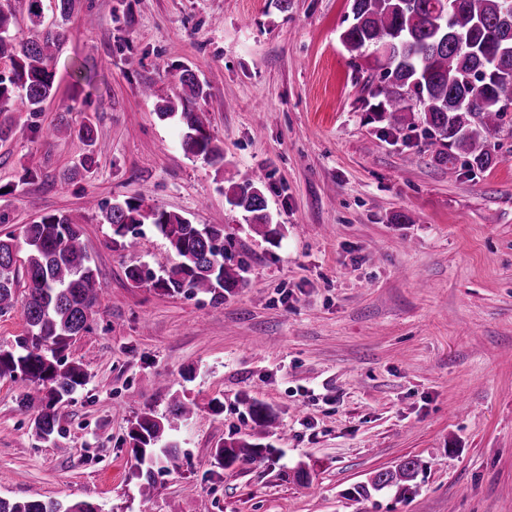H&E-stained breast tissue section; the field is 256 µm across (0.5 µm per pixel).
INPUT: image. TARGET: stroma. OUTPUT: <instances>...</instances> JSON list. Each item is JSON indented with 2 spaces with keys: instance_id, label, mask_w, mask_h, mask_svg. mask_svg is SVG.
Listing matches in <instances>:
<instances>
[{
  "instance_id": "obj_1",
  "label": "stroma",
  "mask_w": 512,
  "mask_h": 512,
  "mask_svg": "<svg viewBox=\"0 0 512 512\" xmlns=\"http://www.w3.org/2000/svg\"><path fill=\"white\" fill-rule=\"evenodd\" d=\"M351 0H77L56 56V94L12 113L0 143V234L42 215L81 223L102 291L64 355L87 375L39 439L29 382L0 379V496L87 501L98 512H512V139L484 171L438 164L382 136L340 41ZM192 69L217 168L177 147L144 88ZM92 121L93 170L58 118ZM261 176L277 244L225 199ZM144 196L195 224L223 226L246 268L233 295H167L125 277L174 258L151 225L112 242L99 208ZM408 223H398V215ZM179 458L149 496L129 431L173 398ZM264 404L273 423L251 419ZM273 456L223 469L228 437ZM409 456L406 495L354 486ZM306 468L312 480L296 478Z\"/></svg>"
}]
</instances>
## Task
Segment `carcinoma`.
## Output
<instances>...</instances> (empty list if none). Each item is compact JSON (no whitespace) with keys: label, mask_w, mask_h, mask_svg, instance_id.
<instances>
[{"label":"carcinoma","mask_w":512,"mask_h":512,"mask_svg":"<svg viewBox=\"0 0 512 512\" xmlns=\"http://www.w3.org/2000/svg\"><path fill=\"white\" fill-rule=\"evenodd\" d=\"M13 0H0V61L8 72L0 74V115L23 105L39 112L54 96V63L64 38L62 24L69 21L76 0H53L61 22L35 38H22L13 31ZM352 23L342 32L348 51L361 58L373 56L375 78L370 95L377 119L389 129L420 130L422 145L440 165L455 164L450 153L456 148L466 155L470 168L485 170L496 164L501 144L489 138L501 133L512 111V32L503 28L501 17L512 12V0H352ZM488 76L477 78L480 69ZM182 93L158 94L162 119L180 115L179 145L191 158L212 166L224 164V153L212 146L192 101L207 96L195 73L185 68L178 77ZM421 107L419 122L407 121L413 108ZM54 132L75 137L86 147L75 171L89 172L104 151L94 125H73L64 120ZM261 180L246 179L229 186L225 196L245 213L252 232L267 241L277 235L272 228ZM105 223L116 236L124 237L136 226L150 224L166 238L175 259L162 274L138 266L125 270L126 279L138 287L151 283L168 295L203 292L222 298L240 287L241 265L227 262L224 228L201 227L189 219L161 208L143 207V199L130 198L101 209ZM28 254L24 262L27 294L23 302L27 332L14 343L0 344V378L21 375L44 391L42 410L34 420L37 436L49 440L59 433L55 405L84 385L85 373L78 366H64L59 354L87 329L91 308L101 283L83 242L82 228L66 213L42 216L21 230ZM16 236L0 235V313L17 303ZM132 452L143 479L141 493L155 485V467L176 458V443L167 440L164 425L145 414L129 432ZM267 448L229 439L215 453L218 465L229 468L238 462L265 458ZM422 462L408 457L392 468L374 472L367 483L354 487L366 497L370 491L395 487L408 490ZM0 512H97L85 501L63 504L54 499L10 501L0 498Z\"/></svg>","instance_id":"cac0c4a2"}]
</instances>
